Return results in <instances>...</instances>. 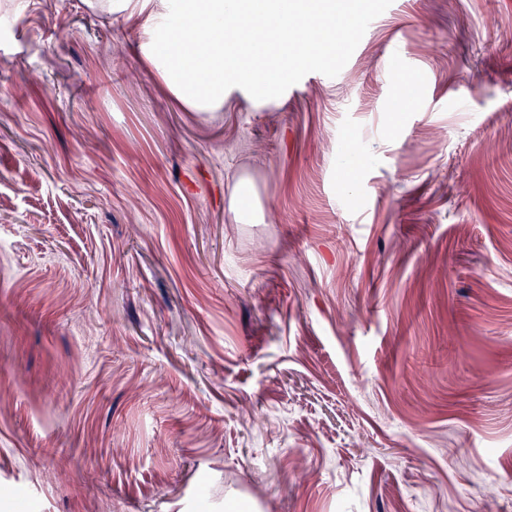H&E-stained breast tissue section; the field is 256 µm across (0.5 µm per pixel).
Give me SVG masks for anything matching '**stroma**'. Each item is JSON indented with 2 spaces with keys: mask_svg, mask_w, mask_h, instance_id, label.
I'll return each instance as SVG.
<instances>
[{
  "mask_svg": "<svg viewBox=\"0 0 512 512\" xmlns=\"http://www.w3.org/2000/svg\"><path fill=\"white\" fill-rule=\"evenodd\" d=\"M358 15L195 112L0 0V512H512V0Z\"/></svg>",
  "mask_w": 512,
  "mask_h": 512,
  "instance_id": "stroma-1",
  "label": "stroma"
}]
</instances>
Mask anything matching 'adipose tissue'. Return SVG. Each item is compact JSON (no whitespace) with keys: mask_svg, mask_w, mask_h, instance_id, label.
<instances>
[{"mask_svg":"<svg viewBox=\"0 0 512 512\" xmlns=\"http://www.w3.org/2000/svg\"><path fill=\"white\" fill-rule=\"evenodd\" d=\"M318 0H159L161 19H149L143 52L169 92L194 111L224 105L227 82L261 96L276 92L288 64V29L309 18ZM268 20L260 45L249 47L230 24L240 7ZM333 36L294 50L311 59L333 53Z\"/></svg>","mask_w":512,"mask_h":512,"instance_id":"1","label":"adipose tissue"}]
</instances>
